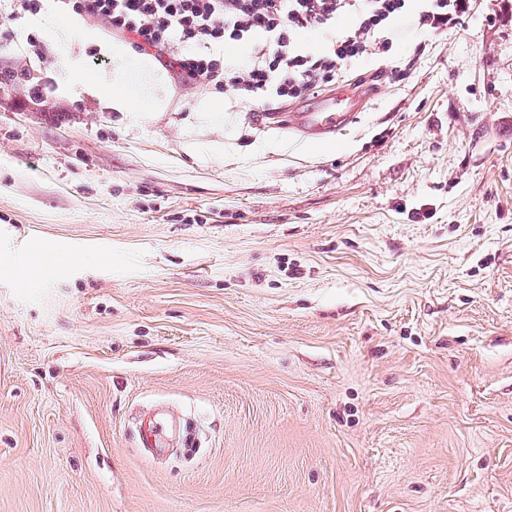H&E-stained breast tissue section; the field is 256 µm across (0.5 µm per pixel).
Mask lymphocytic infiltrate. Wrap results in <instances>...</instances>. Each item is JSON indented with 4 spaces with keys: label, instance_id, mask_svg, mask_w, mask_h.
<instances>
[{
    "label": "lymphocytic infiltrate",
    "instance_id": "1",
    "mask_svg": "<svg viewBox=\"0 0 512 512\" xmlns=\"http://www.w3.org/2000/svg\"><path fill=\"white\" fill-rule=\"evenodd\" d=\"M152 56L181 83L287 106L343 83L359 61L390 57L401 21L433 34L460 25L472 0H55ZM325 35L308 51L303 40ZM246 50L230 68L220 51Z\"/></svg>",
    "mask_w": 512,
    "mask_h": 512
}]
</instances>
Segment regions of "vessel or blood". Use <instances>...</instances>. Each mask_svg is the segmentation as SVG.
<instances>
[{"instance_id": "1", "label": "vessel or blood", "mask_w": 512, "mask_h": 512, "mask_svg": "<svg viewBox=\"0 0 512 512\" xmlns=\"http://www.w3.org/2000/svg\"><path fill=\"white\" fill-rule=\"evenodd\" d=\"M361 102V91L353 84L322 97L317 106L306 112H272L273 125L294 128L308 136L330 137L347 120Z\"/></svg>"}]
</instances>
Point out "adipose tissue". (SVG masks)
Here are the masks:
<instances>
[{"label": "adipose tissue", "mask_w": 512, "mask_h": 512, "mask_svg": "<svg viewBox=\"0 0 512 512\" xmlns=\"http://www.w3.org/2000/svg\"><path fill=\"white\" fill-rule=\"evenodd\" d=\"M112 69V78L94 80L93 87L111 100L113 109L139 113L145 103L156 99L161 83L138 59L117 50Z\"/></svg>", "instance_id": "1"}]
</instances>
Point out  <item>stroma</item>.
Wrapping results in <instances>:
<instances>
[{"mask_svg": "<svg viewBox=\"0 0 512 512\" xmlns=\"http://www.w3.org/2000/svg\"><path fill=\"white\" fill-rule=\"evenodd\" d=\"M1 38L0 512H512V0L356 66L321 140L107 108L59 70L98 28Z\"/></svg>", "mask_w": 512, "mask_h": 512, "instance_id": "obj_1", "label": "stroma"}]
</instances>
